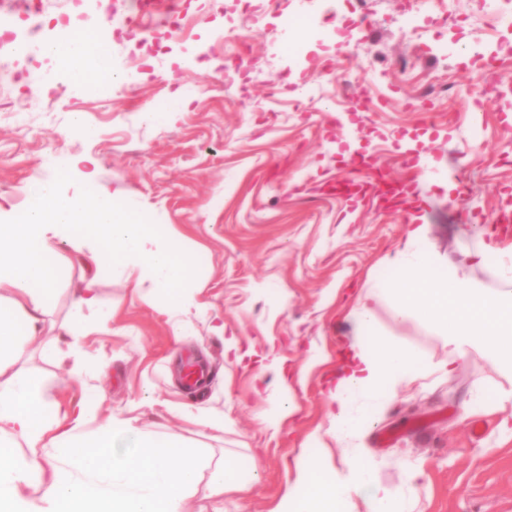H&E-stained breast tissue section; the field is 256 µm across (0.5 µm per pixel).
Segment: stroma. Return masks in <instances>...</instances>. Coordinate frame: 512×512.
Masks as SVG:
<instances>
[{"label":"stroma","mask_w":512,"mask_h":512,"mask_svg":"<svg viewBox=\"0 0 512 512\" xmlns=\"http://www.w3.org/2000/svg\"><path fill=\"white\" fill-rule=\"evenodd\" d=\"M417 0H325L314 26L293 30L252 0H191L189 29L166 36L165 54L138 26L116 28L107 14L137 16V0H44L49 15L81 18L107 37L112 68L125 83L92 97L56 72L40 94L18 60L0 70V102L29 105L24 123L0 112V220L25 209L35 179L70 171L62 188L82 191L77 160L95 163L96 189L154 224H167L195 260L201 290L190 310L171 312L136 288L137 274L98 265L90 250L59 237L64 280L40 339L23 343L8 373L43 382L47 415L73 417L95 398L103 414L133 418L114 441L122 453L140 433L181 437L226 460L248 493L208 496L182 512H275L299 454L360 448L376 481L394 492L422 472L400 512H512V378L485 353L458 359L451 375L443 337L375 306L365 343L405 347L422 371L369 414L359 436L337 440L329 388L354 334L349 312L376 285L398 277L382 259L402 245L412 221L428 227L436 276L500 234L498 207L512 206V0H452L448 13L414 18ZM495 59L492 89L482 64ZM371 81H363L360 64ZM454 99H419L437 78ZM175 113L148 122L144 110ZM82 114L96 132L74 124ZM384 171L411 183L418 199L385 207L369 195L336 196ZM99 281L109 323L78 306L74 290ZM88 327L72 338L74 317ZM205 363L199 392L181 384L186 355ZM289 399L294 417L276 405ZM207 416L201 424L179 406Z\"/></svg>","instance_id":"1"}]
</instances>
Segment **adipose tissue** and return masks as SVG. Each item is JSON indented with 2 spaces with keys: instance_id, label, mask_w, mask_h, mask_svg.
Returning <instances> with one entry per match:
<instances>
[{
  "instance_id": "1",
  "label": "adipose tissue",
  "mask_w": 512,
  "mask_h": 512,
  "mask_svg": "<svg viewBox=\"0 0 512 512\" xmlns=\"http://www.w3.org/2000/svg\"><path fill=\"white\" fill-rule=\"evenodd\" d=\"M52 56L78 88L115 78L107 48L82 31L54 45ZM89 227L97 230L98 262L138 270L137 287L159 296L167 308L193 305L199 285L194 257L167 225L146 222L106 193L64 194L60 179L54 178L44 182L40 199L0 224V364L16 354L19 338L41 336L44 316L62 283L47 232L56 231L77 249ZM427 232V225H411L404 245L385 256V264L400 277L369 291L352 309L353 321L358 329L369 328L375 303L386 302L398 319H420L445 336L449 361L478 349L512 375V293L486 288L463 265L449 271L446 280L435 281V260L424 246ZM350 348L348 365L330 389L335 404L331 424L340 438L358 435L364 427L363 414L353 406L357 395L381 400L416 376L409 351L369 347L358 339ZM131 427V420L102 416L95 401L84 404L70 425H62L59 418L45 415L28 377L1 380L0 512H16L30 475L44 468L45 448L67 451L64 467L43 487L49 512H181L182 501L205 470L210 495L246 492L227 463H211L176 438L161 443L146 434L133 451L116 454L114 438ZM23 446L32 453L19 463L15 451ZM356 498L366 512H394L393 493L374 481L360 451L346 454L338 467L329 465L326 455H305L277 512H346Z\"/></svg>"
}]
</instances>
